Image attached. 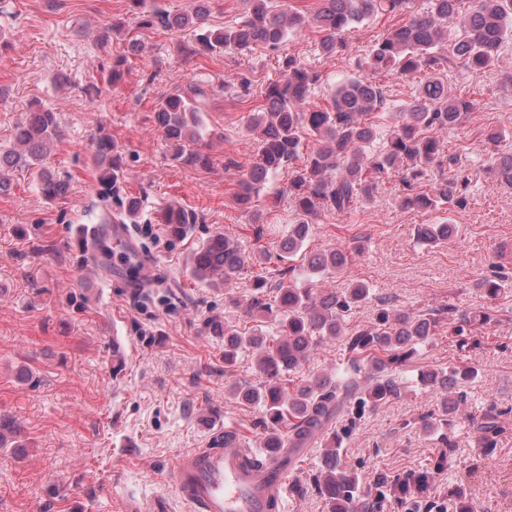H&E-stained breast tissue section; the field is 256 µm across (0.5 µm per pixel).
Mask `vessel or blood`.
Wrapping results in <instances>:
<instances>
[{"mask_svg": "<svg viewBox=\"0 0 512 512\" xmlns=\"http://www.w3.org/2000/svg\"><path fill=\"white\" fill-rule=\"evenodd\" d=\"M115 264H135L143 279L152 276L125 225L112 227ZM243 441L216 448H196L179 457L173 479L179 497L190 512H273L293 495L290 470L284 455L268 454L258 464L246 467Z\"/></svg>", "mask_w": 512, "mask_h": 512, "instance_id": "1", "label": "vessel or blood"}]
</instances>
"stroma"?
Segmentation results:
<instances>
[{"instance_id":"35a3bbf8","label":"stroma","mask_w":512,"mask_h":512,"mask_svg":"<svg viewBox=\"0 0 512 512\" xmlns=\"http://www.w3.org/2000/svg\"><path fill=\"white\" fill-rule=\"evenodd\" d=\"M115 21L135 28L126 0H0V145H10L31 104L55 110L64 136L46 165L69 186L65 198L46 201L25 171L0 195V414L15 420L24 442L0 447V512H130L134 505L188 512L173 481L179 455L206 447L228 424L250 447L262 446L261 411L231 397L234 386L257 382L254 360L242 353L225 367L224 338L208 328L215 318L249 326L250 278L204 286L190 259L216 234L249 253L276 252L293 220L287 172L271 180L251 211L235 200L258 155L247 118L263 97L240 96L233 76L249 71L267 85L279 76L275 60L261 47L244 56L189 55L191 29H159L144 33L142 52L114 88L100 76L122 41L114 36L103 44L98 35ZM405 21L398 15L357 24L344 34L347 51L331 57L320 52L315 30L289 38L284 53L322 79L308 108L326 107L336 84L359 74V61L377 39ZM510 71L512 43L491 70L443 76L449 96L475 104L461 125L440 135L444 153L469 173L466 207L403 209L396 172L351 213H322L308 241L312 251L355 252L324 280L325 288L339 292L356 281L371 288L370 302L353 308L345 328L370 322L385 298L413 312L450 303L498 310L463 353L440 327L408 366L413 385L357 419L342 452L360 473L364 493H374L380 473L418 471L449 451L455 466L436 475L431 499L467 475L478 512H512V288L493 301L479 286L498 262L512 276V189L491 170L497 153L512 154V85L504 79ZM90 82L99 88L91 97L83 92ZM192 83L212 91L198 145L210 159L205 168L173 160L155 120L159 99ZM492 130L508 135L500 147L486 140ZM101 131L124 150L125 188L143 198L145 217L170 204L200 217L177 240L166 225L149 234L133 225L155 267L154 280L137 288L90 255L77 233L99 217L91 143ZM440 223L458 229L448 243L418 242L422 225ZM456 363L478 371L462 388L460 414L443 434H422L418 421L438 411L440 397L415 380L420 371ZM487 410L501 413L508 428L486 453L469 420ZM319 464V449L298 455L292 476L301 491L289 499L288 512H326L314 483Z\"/></svg>"}]
</instances>
